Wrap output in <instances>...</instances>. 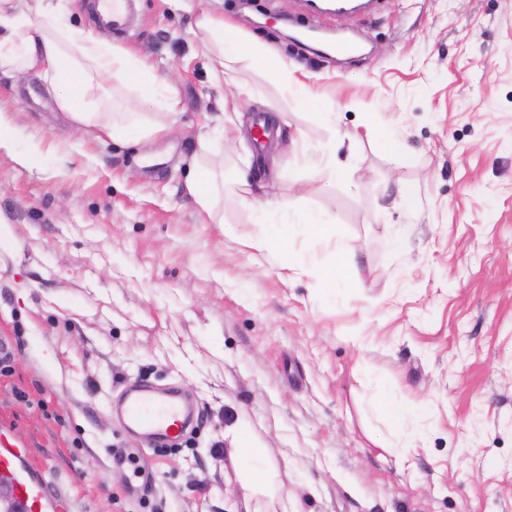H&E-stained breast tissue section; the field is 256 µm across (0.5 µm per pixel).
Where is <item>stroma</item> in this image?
<instances>
[{"label": "stroma", "mask_w": 512, "mask_h": 512, "mask_svg": "<svg viewBox=\"0 0 512 512\" xmlns=\"http://www.w3.org/2000/svg\"><path fill=\"white\" fill-rule=\"evenodd\" d=\"M193 7L136 0L129 31L111 36L174 86L167 135L95 139L40 79L0 75L15 129L0 149V339L12 348L0 433L71 512H512V0H383L327 17L318 41L303 37L305 0ZM197 10L302 66L333 125L263 66L241 68L247 95L218 83ZM336 36L365 52H323ZM259 115L274 131L260 156ZM219 123L224 221L207 224L184 183L199 133ZM322 155L348 178L319 175ZM239 170L261 191L244 196ZM401 184L413 207H395ZM272 198L284 220L335 216L361 256L349 288L278 275L332 264L326 240L296 235L264 256L243 245ZM358 371L419 415L415 447L373 443L384 425ZM140 379L195 402L177 450L147 447L110 414ZM243 446L265 453L273 498L246 497Z\"/></svg>", "instance_id": "35a3bbf8"}]
</instances>
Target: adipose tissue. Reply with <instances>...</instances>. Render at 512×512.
<instances>
[{"label":"adipose tissue","instance_id":"adipose-tissue-1","mask_svg":"<svg viewBox=\"0 0 512 512\" xmlns=\"http://www.w3.org/2000/svg\"><path fill=\"white\" fill-rule=\"evenodd\" d=\"M195 26L216 78L225 85L238 86L240 64H263L273 75L283 77L286 91L316 111L323 121H330L328 104L312 92L307 82L289 76L287 64L272 45L244 35L237 27L204 11L197 16ZM32 70L73 123L115 140L132 134L142 138L165 134L179 109L180 100L172 86L131 51L90 33H76L62 23L54 9L35 13L28 0H0V74ZM112 79L155 103L157 112L131 109L124 118L112 117L107 111V84ZM211 155L210 135H199L192 172L185 183L200 212L209 217L214 215L224 190V176L213 167ZM383 396L376 411L388 433L376 436L375 444L382 448L411 447L417 435L406 429L407 408L392 391H384Z\"/></svg>","mask_w":512,"mask_h":512}]
</instances>
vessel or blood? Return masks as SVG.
I'll list each match as a JSON object with an SVG mask.
<instances>
[{
	"instance_id": "b4317fda",
	"label": "vessel or blood",
	"mask_w": 512,
	"mask_h": 512,
	"mask_svg": "<svg viewBox=\"0 0 512 512\" xmlns=\"http://www.w3.org/2000/svg\"><path fill=\"white\" fill-rule=\"evenodd\" d=\"M129 0H93L92 10L99 25L114 32L125 25ZM376 7L374 0H312L315 14L343 16L369 13ZM121 417L129 432L148 439L155 447L177 444L194 415L174 392H164L141 382L126 386L120 404ZM25 451L0 441V477L11 480L19 512H67V501L52 492V481L24 465Z\"/></svg>"
}]
</instances>
